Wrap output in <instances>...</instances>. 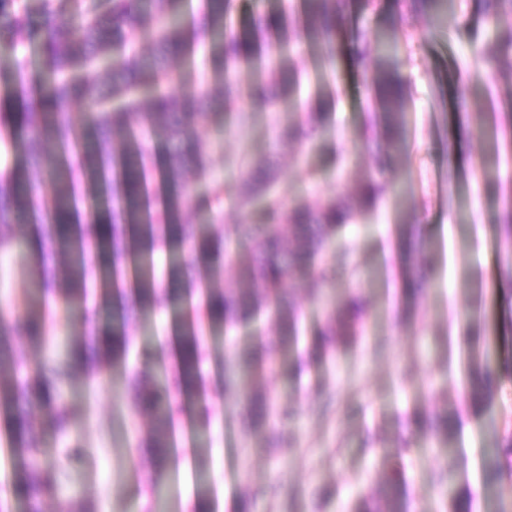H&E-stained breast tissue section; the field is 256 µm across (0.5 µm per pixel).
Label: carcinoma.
Segmentation results:
<instances>
[{"mask_svg":"<svg viewBox=\"0 0 512 512\" xmlns=\"http://www.w3.org/2000/svg\"><path fill=\"white\" fill-rule=\"evenodd\" d=\"M137 0H111L105 12L86 4L65 14L56 0H42L39 18H33L24 0H0V42L12 50L9 70L0 71V87H21L29 60L18 52L26 37L40 38L50 72L55 75L41 94L43 111L27 115L25 131L11 138L15 172L9 179L0 176V252L23 249L26 233L21 223L39 225L51 253L65 247L75 260L57 272L50 271L48 257L32 280V292L41 301L59 296L65 300L67 317L89 321L85 306L89 290L100 286L113 291L112 349L102 346L96 329L79 337L66 336L54 343L47 359L31 368L12 361L14 376L0 382V418L6 419L8 444L17 465L12 496L21 512H44V503L58 501L60 512H90L83 497L68 493L60 482L59 462L45 457L38 447L35 414L47 411L45 429L59 437L73 430L67 398L68 388L78 372H99L126 356L129 335L142 316L160 303L175 306L179 317L180 362L170 371L164 365L148 363L135 372L133 387L151 419L144 456L152 460L155 477L147 489L144 512H160L170 449L176 447L175 424L186 411L185 399L201 380L207 351L198 338L195 312L204 300L205 314L214 327L226 331L257 323L271 314L280 332L265 357L253 361L233 353L224 362V394L245 401L247 426L257 429L273 410V398L257 395L253 380L280 363L284 351L298 342L300 314L289 294V282L304 278L309 300L324 313V325L313 342L314 349L332 357L342 345L355 343L365 332L368 308L362 292L350 286L343 296L330 292L336 281V267L315 263L339 231L354 222L360 208L371 209L396 193L385 178L406 139L407 93L393 62L397 34L381 36L369 44L357 36L353 51L355 64L365 69L374 63V78L368 87L372 100L368 118V148L374 172L362 186L359 204L341 194L329 196L315 206L304 202L285 205L269 199L262 224H190L188 216L221 201L223 192L247 205L268 193L279 170L268 160L248 164L237 182L217 185L206 199L192 194L193 182L209 171L208 150L195 132L197 107L202 101L227 112L239 98L234 75L241 67L264 70L271 50L293 48L302 40L322 43L323 61L337 64L336 28L330 15L343 0H298L289 10L260 15L244 33L232 34L230 0H206L198 16L186 18L183 0H150V7L133 6ZM448 0H402V11L394 20L406 17L430 20ZM485 13L499 18L512 13V0H485ZM147 34V45L129 53L131 44ZM210 44L211 56L224 83L181 100L167 86L181 81L176 61L189 57L195 42ZM512 61V25L497 28L495 46L486 62ZM278 91L268 86L254 87L252 97L273 104L294 97L301 84L293 59L278 58L273 69ZM83 102L91 107L82 122L76 123L70 104ZM321 133V113H307L306 121L289 125L280 132L284 143L315 140ZM165 141L170 190L162 203L154 195L162 179L152 161L148 142ZM50 184L52 194L43 192ZM500 236L512 239V186L502 187L497 217ZM405 258L401 293L416 297L430 286L431 263L426 243L418 228L403 234ZM245 238L251 259L240 270V280H230L222 288L197 290L193 279L184 278L182 262L170 265L168 278L155 274L152 255L155 247L169 244L180 248L198 246L187 265L216 260L232 261L225 246ZM44 317L32 303L21 314L0 313V361L12 357L13 342L24 336L44 343ZM458 358L467 370V385L474 403L486 408V397L502 379L512 376V368L493 358L486 339L470 336L448 339V358ZM418 423L438 445L445 461L438 479L447 486L441 512H467L469 499H462L451 486L456 448L448 411H426ZM512 457V433L503 435L485 460L484 473L499 471V456ZM384 474L373 505L361 512H411V502L402 497L407 479L399 468L383 463Z\"/></svg>","mask_w":512,"mask_h":512,"instance_id":"obj_1","label":"carcinoma"}]
</instances>
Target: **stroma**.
Listing matches in <instances>:
<instances>
[{
  "label": "stroma",
  "mask_w": 512,
  "mask_h": 512,
  "mask_svg": "<svg viewBox=\"0 0 512 512\" xmlns=\"http://www.w3.org/2000/svg\"><path fill=\"white\" fill-rule=\"evenodd\" d=\"M396 0H380L376 12L362 15L350 0L338 31L342 55L323 98L315 81L325 69L314 43H305L295 57L308 82L300 106L283 100L257 105L250 95L257 81L243 69L236 79L242 95L224 116H201L200 137L210 146V174L197 191L208 196L212 182H232L247 161L268 158L280 168L273 196L318 204L342 192L353 195L372 171L364 145L366 78L351 64L358 32L389 29ZM490 25L483 0H455V9L430 34L415 36L401 49L399 73L407 86L409 134L405 148L387 171L399 183L400 195L383 199L363 223L345 233L349 256L329 247L323 258L336 264L334 283L344 292L350 272L364 283L368 302L364 336L342 347L332 358L311 351L323 324V313L307 300L295 281L290 293L302 313L300 356H289L275 372L259 377L255 389L288 403L298 416L291 441L274 444L268 429L248 430L240 402L224 395V358L234 350L255 348L248 337L230 341L212 329L200 341L208 349L204 367L205 402L212 416L210 440L197 446L191 422L181 417L176 455L181 468H168V512H356L373 495L381 479L384 453L400 454L407 474L413 512H437L440 487L435 481L440 455L431 451L423 429L415 423L422 410L447 411L455 426L458 455L453 481L462 495L480 505L495 501L498 512H512V469L488 478L483 455L512 421V379L493 393L499 426L485 414L462 404L464 369L449 364L446 343L465 329L462 315L484 299L504 335V357L512 359V279L508 254L499 238L496 216L500 184L512 179V163L494 164L496 114L512 102V79L485 64L490 53ZM31 64L27 91L0 93V126L21 133V116L29 112V89L47 80L45 54L39 40L25 45ZM186 79L174 95L201 92L219 83L221 74L206 44L180 64ZM467 102H459L461 89ZM321 111L322 136L312 144L278 145L280 128L298 122L301 113ZM459 142L458 179L448 184V147ZM420 225L433 244L430 255L434 285L411 304L407 318L391 309L398 299L399 234L404 225ZM33 266L29 252L0 257V296L27 301ZM179 346L170 308L150 314L134 336L128 360L141 364L164 357L174 365ZM127 362L114 363L107 375L78 373L69 392L75 430L67 441L41 432L45 454L62 463L69 488L91 498L93 512H141L153 466L141 460L130 474L134 444L147 436L150 419L138 413L125 386Z\"/></svg>",
  "instance_id": "35a3bbf8"
}]
</instances>
